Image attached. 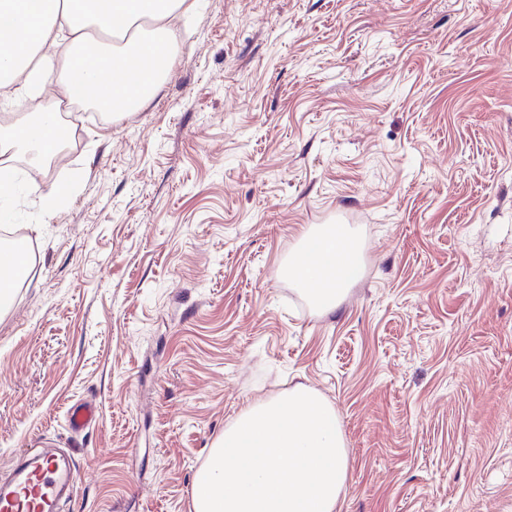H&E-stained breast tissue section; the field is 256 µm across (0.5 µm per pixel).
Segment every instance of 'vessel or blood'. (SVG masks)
I'll list each match as a JSON object with an SVG mask.
<instances>
[{"instance_id":"b4317fda","label":"vessel or blood","mask_w":512,"mask_h":512,"mask_svg":"<svg viewBox=\"0 0 512 512\" xmlns=\"http://www.w3.org/2000/svg\"><path fill=\"white\" fill-rule=\"evenodd\" d=\"M98 417L94 405L81 403L68 413L72 431L92 427ZM75 465L55 451L38 450L20 457L7 476L0 478V512H58L73 484Z\"/></svg>"}]
</instances>
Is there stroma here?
I'll return each instance as SVG.
<instances>
[{
  "mask_svg": "<svg viewBox=\"0 0 512 512\" xmlns=\"http://www.w3.org/2000/svg\"><path fill=\"white\" fill-rule=\"evenodd\" d=\"M183 22L141 109L82 119L51 167L0 156L35 248L0 309V472L64 448V512H192L225 428L302 386L344 434L340 512H512V0ZM323 224L363 256L327 314L284 274ZM98 417L97 408L88 403L72 407L68 413V423L72 431L83 432L92 427Z\"/></svg>",
  "mask_w": 512,
  "mask_h": 512,
  "instance_id": "35a3bbf8",
  "label": "stroma"
}]
</instances>
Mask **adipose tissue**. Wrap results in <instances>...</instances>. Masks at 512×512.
Masks as SVG:
<instances>
[{"label": "adipose tissue", "mask_w": 512, "mask_h": 512, "mask_svg": "<svg viewBox=\"0 0 512 512\" xmlns=\"http://www.w3.org/2000/svg\"><path fill=\"white\" fill-rule=\"evenodd\" d=\"M186 0H0V45L13 47L0 55V92L30 88L72 100L74 85L83 94L114 101L135 83L149 82L142 68L144 53L163 38L176 50L179 34L173 24ZM60 79H53L55 62ZM361 256L354 233L343 225L326 224L307 233L287 274L306 291L322 312L335 311L346 291L361 275Z\"/></svg>", "instance_id": "obj_1"}]
</instances>
